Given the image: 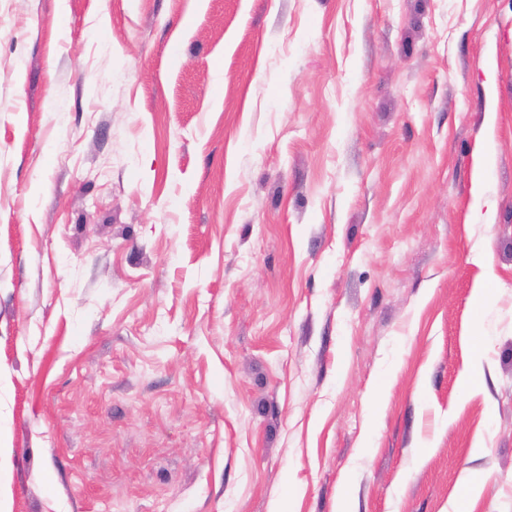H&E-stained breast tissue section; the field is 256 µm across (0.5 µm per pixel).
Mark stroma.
I'll list each match as a JSON object with an SVG mask.
<instances>
[{
  "label": "stroma",
  "instance_id": "stroma-1",
  "mask_svg": "<svg viewBox=\"0 0 512 512\" xmlns=\"http://www.w3.org/2000/svg\"><path fill=\"white\" fill-rule=\"evenodd\" d=\"M458 503L512 512V0H0V512Z\"/></svg>",
  "mask_w": 512,
  "mask_h": 512
}]
</instances>
